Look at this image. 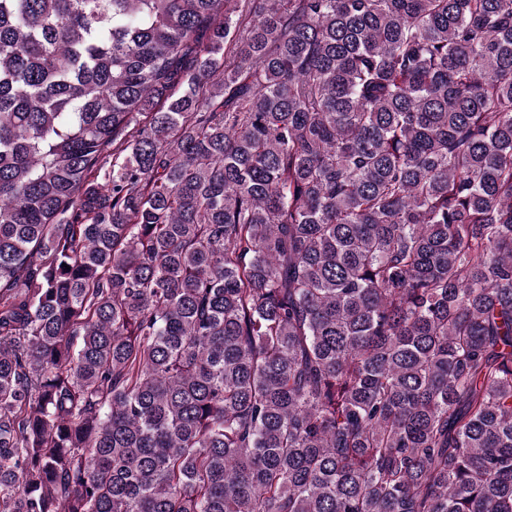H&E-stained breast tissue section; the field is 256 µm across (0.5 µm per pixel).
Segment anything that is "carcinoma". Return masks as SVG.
Masks as SVG:
<instances>
[{
	"mask_svg": "<svg viewBox=\"0 0 512 512\" xmlns=\"http://www.w3.org/2000/svg\"><path fill=\"white\" fill-rule=\"evenodd\" d=\"M0 512H512V0H0Z\"/></svg>",
	"mask_w": 512,
	"mask_h": 512,
	"instance_id": "cac0c4a2",
	"label": "carcinoma"
}]
</instances>
